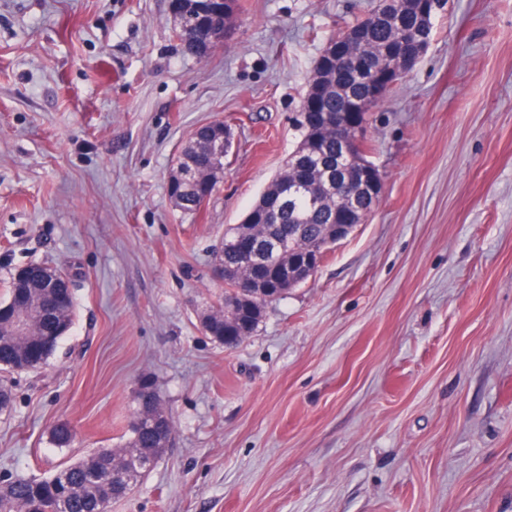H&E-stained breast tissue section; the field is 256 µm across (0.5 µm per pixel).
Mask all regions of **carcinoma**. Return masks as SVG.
Segmentation results:
<instances>
[{"label":"carcinoma","instance_id":"1","mask_svg":"<svg viewBox=\"0 0 512 512\" xmlns=\"http://www.w3.org/2000/svg\"><path fill=\"white\" fill-rule=\"evenodd\" d=\"M373 14L354 20L329 38L342 42L353 29L372 27ZM397 25L373 27L368 46L359 49L363 53L361 72L347 70L336 75V61L319 59L320 87L319 110L335 119L342 116L346 106L365 96L369 80L383 68L391 66L388 50L396 44ZM211 38L205 27H196L180 38L183 51L199 57L201 45ZM301 139L291 155L311 165L309 172L297 167L284 168L264 193L268 204L258 205L250 211L249 223L229 227L224 240L249 233L253 236V248L264 249L275 240L277 251L271 263L253 268L249 273L263 283H271L280 276L279 266L284 260L302 250L322 242L328 225L336 223V211L340 208L361 206L360 197L336 196L325 193L312 200L308 187L329 183L338 179L340 168L336 160V132L333 128L300 126ZM181 163L191 169L196 182L183 187L176 207L186 213L196 214L200 203L210 198L216 185L208 182L205 174L214 165L213 155L203 146L192 149ZM217 262L225 267L245 265L241 255L233 248L222 245L217 251ZM44 293L31 291L29 299L21 297L15 277H10L7 297L0 301V310L6 316L35 325L29 336H15L6 328H0V372L33 371L45 365L55 354L66 332L74 321L75 296L68 290L60 299L58 314L53 321L42 320L41 301ZM236 305L246 314L224 322V306ZM269 302L252 305L242 303L233 285H224V304L211 310L212 318L204 332L214 341L224 343V332L234 336H248L257 328L260 317ZM138 407L134 414L146 417L141 428L129 431L127 443L121 448H102L55 471L47 478L12 477L0 483V512H105L114 499L129 495L135 485L125 479V474L136 473L143 479L148 470L149 457L159 459L168 448L173 425L169 413L160 402L156 385L149 379L141 381ZM53 444L65 448L71 444L72 431L68 424L59 423L51 432Z\"/></svg>","mask_w":512,"mask_h":512}]
</instances>
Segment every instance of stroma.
Here are the masks:
<instances>
[{
    "mask_svg": "<svg viewBox=\"0 0 512 512\" xmlns=\"http://www.w3.org/2000/svg\"><path fill=\"white\" fill-rule=\"evenodd\" d=\"M377 2L241 0L199 60L169 0H0V295L48 262L76 301L47 365L4 377L0 475L121 447L151 377L172 440L110 512H512V0H450L371 110L374 212L240 344L201 332L225 228L294 151L329 36ZM219 120L224 176L181 212L173 160Z\"/></svg>",
    "mask_w": 512,
    "mask_h": 512,
    "instance_id": "stroma-1",
    "label": "stroma"
}]
</instances>
